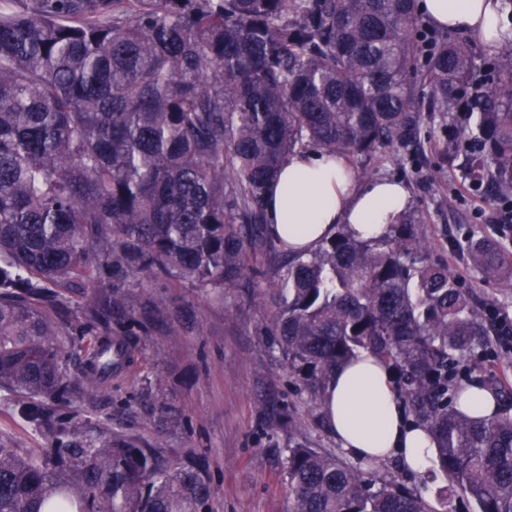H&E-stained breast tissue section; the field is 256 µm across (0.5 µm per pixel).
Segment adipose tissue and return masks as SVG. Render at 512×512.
<instances>
[{
    "label": "adipose tissue",
    "mask_w": 512,
    "mask_h": 512,
    "mask_svg": "<svg viewBox=\"0 0 512 512\" xmlns=\"http://www.w3.org/2000/svg\"><path fill=\"white\" fill-rule=\"evenodd\" d=\"M419 9L432 23L483 42L497 37L503 25L501 0H420ZM408 205L404 185L385 180L358 185L344 158L306 151L280 166L266 192L265 214L272 235L306 255L340 224L364 239L380 236ZM323 410L353 459L395 457L418 474L436 454L433 435L407 420L390 370L370 352H359L337 367L325 389Z\"/></svg>",
    "instance_id": "obj_1"
}]
</instances>
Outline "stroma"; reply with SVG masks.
<instances>
[{
  "instance_id": "obj_1",
  "label": "stroma",
  "mask_w": 512,
  "mask_h": 512,
  "mask_svg": "<svg viewBox=\"0 0 512 512\" xmlns=\"http://www.w3.org/2000/svg\"><path fill=\"white\" fill-rule=\"evenodd\" d=\"M447 134L440 116L426 115L413 151L371 161L370 167L375 178L407 187L408 209L421 217L420 230L433 245L430 261L447 264L480 309L512 316V282L484 279L470 260L475 241L497 239L484 215L504 202L489 186L471 185L466 149L453 163H442ZM267 286L266 279L253 278L221 299L163 280L120 284L137 360L117 388L98 391L89 420L144 446L162 441L175 457L200 456L211 483V512H288L284 418L300 422L313 447L347 456L268 334ZM465 362L470 370L460 376L461 386L493 376L512 387V349L497 336H487ZM380 475L420 489L433 512H468L460 494L443 493L442 482L422 481L397 460Z\"/></svg>"
}]
</instances>
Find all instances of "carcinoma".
I'll return each instance as SVG.
<instances>
[{
	"mask_svg": "<svg viewBox=\"0 0 512 512\" xmlns=\"http://www.w3.org/2000/svg\"><path fill=\"white\" fill-rule=\"evenodd\" d=\"M417 0H0V400L43 439L0 447V512H208L207 472L161 444L91 430L49 402L112 386L134 364L112 281L188 282L219 296L270 278L272 331L318 402L362 350L392 371L405 414L437 442L434 467L474 512H512V419L451 403L448 367L482 345L471 293L408 211L364 240L348 225L308 255L265 220L280 165L317 149L365 161L420 139L452 107L441 155L512 194V44L476 65L466 39L432 32ZM485 278L504 247L473 246ZM87 283L85 323L57 310ZM288 429L291 512H432L418 489L366 479Z\"/></svg>",
	"mask_w": 512,
	"mask_h": 512,
	"instance_id": "obj_1",
	"label": "carcinoma"
}]
</instances>
